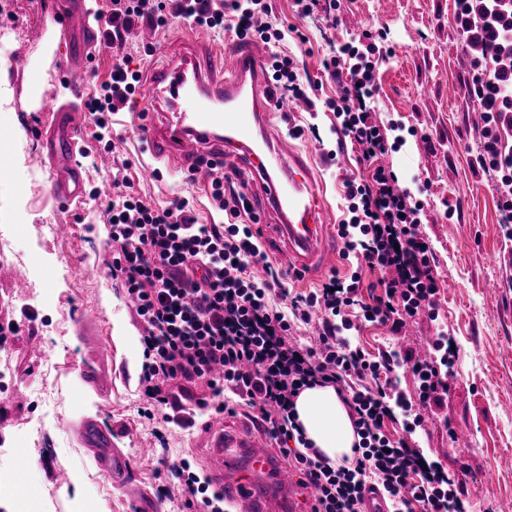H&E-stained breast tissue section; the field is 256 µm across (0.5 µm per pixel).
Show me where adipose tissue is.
<instances>
[{"mask_svg": "<svg viewBox=\"0 0 512 512\" xmlns=\"http://www.w3.org/2000/svg\"><path fill=\"white\" fill-rule=\"evenodd\" d=\"M295 421L307 441L330 460L350 455L356 440L348 406L332 386H313L294 400Z\"/></svg>", "mask_w": 512, "mask_h": 512, "instance_id": "1", "label": "adipose tissue"}]
</instances>
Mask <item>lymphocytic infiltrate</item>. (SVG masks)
I'll use <instances>...</instances> for the list:
<instances>
[{"instance_id":"lymphocytic-infiltrate-1","label":"lymphocytic infiltrate","mask_w":512,"mask_h":512,"mask_svg":"<svg viewBox=\"0 0 512 512\" xmlns=\"http://www.w3.org/2000/svg\"><path fill=\"white\" fill-rule=\"evenodd\" d=\"M455 5L457 24L474 53L469 95L484 119L479 165L493 172L503 222L511 225L512 143L500 132L512 130V67L501 68L499 58L512 50V0H455ZM228 13L236 19V38L256 36L270 46L280 92L303 101L310 112L321 107L333 112L337 133L356 142L363 160L372 163L370 181H345L351 217L339 224L338 235L344 256L385 275V293L364 308L365 318L390 323L394 335H401L422 310L435 307L439 281L419 232V207L410 205L393 168L378 162L388 140L374 119L375 44L350 40L336 46L324 68L341 92L321 102L297 60L275 52L285 33L269 22L266 0H173L169 9L161 0H111L103 38L108 47L123 45L135 22L158 29L171 15L220 29ZM140 79L129 57L113 64L100 94L86 103L97 140L111 138L112 115L126 107ZM247 187L240 177L211 185L212 199L232 218L228 224L200 222L185 199L161 207L126 192L105 204L112 274L121 278L144 325L145 396L164 407L165 423L183 429L195 426L197 411L180 403L175 389L183 383L201 382L210 389L211 401H200L198 409L221 414L240 403L262 412L289 467L317 487L316 512H364L369 488L389 495V512H465L462 500H449L443 468L382 431L394 412L386 388L362 384L379 366L342 336L353 327L341 318L342 308L360 304L358 277L334 275L309 294H292L252 226L240 221L253 213ZM396 361L419 378L422 404L442 405L448 384L436 361L409 350ZM314 385L335 387L351 411L358 440L343 462L312 448L291 417L294 398Z\"/></svg>"}]
</instances>
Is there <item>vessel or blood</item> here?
<instances>
[{
  "instance_id": "b4317fda",
  "label": "vessel or blood",
  "mask_w": 512,
  "mask_h": 512,
  "mask_svg": "<svg viewBox=\"0 0 512 512\" xmlns=\"http://www.w3.org/2000/svg\"><path fill=\"white\" fill-rule=\"evenodd\" d=\"M60 26L72 41V54L60 74L79 89L88 82L93 58L105 49V23L89 24L81 0H70ZM135 99L146 117L143 179H154L164 157L190 141H223L225 147L242 151L259 181L266 209L277 217L276 223L262 225L261 232L274 237L289 274L303 277L334 265L336 247L323 232V190L311 177L310 155L296 148L291 132L272 129L275 113L301 112L305 105L275 96L263 46L242 44L227 56L188 51L157 57ZM35 104L51 118L42 133V157L50 165L52 193L59 203L71 205L85 195L78 160L83 123L76 107L61 104L49 90L37 92ZM97 320L91 308L83 309L77 319L86 346L82 381L104 398L112 390V362L99 349ZM76 432L98 470L116 487L128 490L126 460L114 446L112 428L88 416ZM212 450L209 475L236 512H288L299 500L315 506V488L298 485L278 467L265 441L248 431L218 435Z\"/></svg>"
}]
</instances>
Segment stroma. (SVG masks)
Listing matches in <instances>:
<instances>
[{"mask_svg":"<svg viewBox=\"0 0 512 512\" xmlns=\"http://www.w3.org/2000/svg\"><path fill=\"white\" fill-rule=\"evenodd\" d=\"M271 22L287 29L280 52L297 57L301 70L318 81V98L335 96L336 85L323 69L334 42L370 29L386 58L376 70V104L388 136L390 155L401 185L424 203L420 226L439 275L436 317L421 314L404 336L389 326L356 321L347 333L371 360L388 358L402 347L424 351L437 337L454 343V357L442 406H418V382L404 368L366 376L364 386L391 379L412 401L411 411L396 410L383 430L393 440L405 439L427 461L441 464L455 482V492L468 512H512V237L502 224L499 198L478 164L480 113L474 112L467 88L471 54L463 48L454 0H340L337 11L298 18L294 0H269ZM64 0H12L0 10V112L23 135L0 144V266L24 268L18 283H0V325H13L0 348V375L9 388L0 391V480L13 478L18 497L0 498V512H134L128 495L93 464L74 432L83 416L111 419L127 458L128 478L142 494L143 512H185L176 486L174 464L188 462L204 474L212 443L206 413L183 430L152 414L143 394L139 345L141 322L126 297L121 280L112 275L110 227L103 224L101 204L114 190L112 165L101 164V145L92 120H85L83 164L90 197L77 207H62L50 192L51 173L40 158L43 114L25 108L28 78L12 60L33 53L46 20L58 17ZM156 51L175 55L185 47H231L230 31L210 30L174 18L157 32ZM59 43L43 75L45 88L67 103L95 96L113 64L112 50L94 63L87 86L72 93L59 70L69 58ZM459 88L449 96V88ZM278 128L296 129L295 141L312 150L315 167L326 186L328 231L336 233L349 215L345 178L368 180L371 167L360 150L341 141L332 113L298 112L277 118ZM112 133L129 148L114 153L127 162L132 189L155 205L189 200L201 222L219 211L203 180L187 178L185 157L175 155L160 165L156 181L145 182L139 168L145 160L139 122L132 112L113 114ZM75 225L62 238L48 225ZM96 308L102 350L112 359V392L100 398L83 388L76 319L83 307ZM125 325L127 335L116 334ZM44 351L33 355L29 340ZM78 478L61 494L57 469ZM171 488L170 497L159 495Z\"/></svg>","mask_w":512,"mask_h":512,"instance_id":"35a3bbf8","label":"stroma"}]
</instances>
